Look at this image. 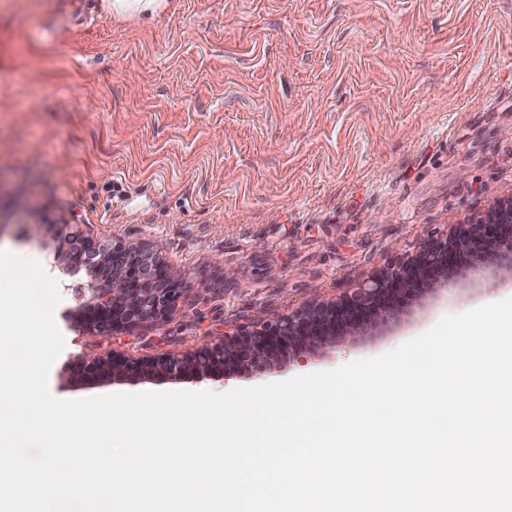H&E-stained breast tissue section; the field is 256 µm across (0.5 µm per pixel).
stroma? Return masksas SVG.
Wrapping results in <instances>:
<instances>
[{"instance_id": "1", "label": "stroma", "mask_w": 512, "mask_h": 512, "mask_svg": "<svg viewBox=\"0 0 512 512\" xmlns=\"http://www.w3.org/2000/svg\"><path fill=\"white\" fill-rule=\"evenodd\" d=\"M512 200V0H0V251L59 283L61 400L223 393L371 358L512 296L470 269L399 320L257 374L80 379L87 354L186 352L354 284ZM48 230L33 234V224ZM143 240L189 280L167 320L91 334L53 225ZM112 13L118 15L142 12H157L163 8L162 0H109Z\"/></svg>"}]
</instances>
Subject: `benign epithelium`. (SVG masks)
<instances>
[{
    "label": "benign epithelium",
    "instance_id": "benign-epithelium-1",
    "mask_svg": "<svg viewBox=\"0 0 512 512\" xmlns=\"http://www.w3.org/2000/svg\"><path fill=\"white\" fill-rule=\"evenodd\" d=\"M472 261H467L468 257ZM55 258L69 273L89 278L88 299L73 315L94 332L132 330L164 321L188 289L141 241L98 240L66 233ZM469 265H490L512 279V202L492 208L478 224H464L414 255L368 276L332 304L311 302L285 314L268 310L256 329L224 333L186 354L133 359L120 354L86 355L76 365L82 377L181 379L193 375L260 372L287 358L313 354L345 342L362 329L399 317L413 293L448 282Z\"/></svg>",
    "mask_w": 512,
    "mask_h": 512
}]
</instances>
